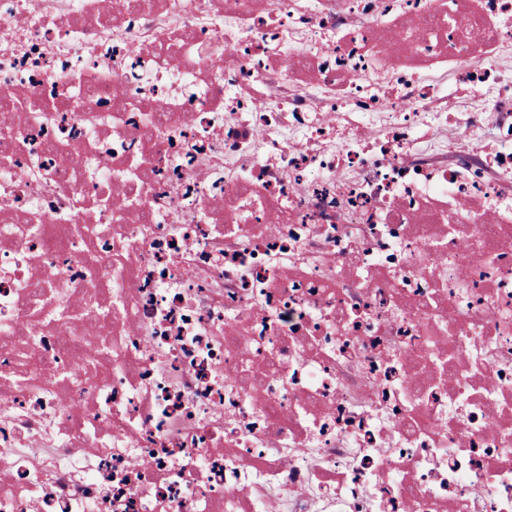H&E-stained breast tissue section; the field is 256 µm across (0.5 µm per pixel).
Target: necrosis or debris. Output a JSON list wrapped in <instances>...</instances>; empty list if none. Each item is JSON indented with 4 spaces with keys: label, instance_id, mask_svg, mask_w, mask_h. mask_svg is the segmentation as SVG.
Segmentation results:
<instances>
[{
    "label": "necrosis or debris",
    "instance_id": "obj_1",
    "mask_svg": "<svg viewBox=\"0 0 512 512\" xmlns=\"http://www.w3.org/2000/svg\"><path fill=\"white\" fill-rule=\"evenodd\" d=\"M0 25V512H512V0Z\"/></svg>",
    "mask_w": 512,
    "mask_h": 512
}]
</instances>
